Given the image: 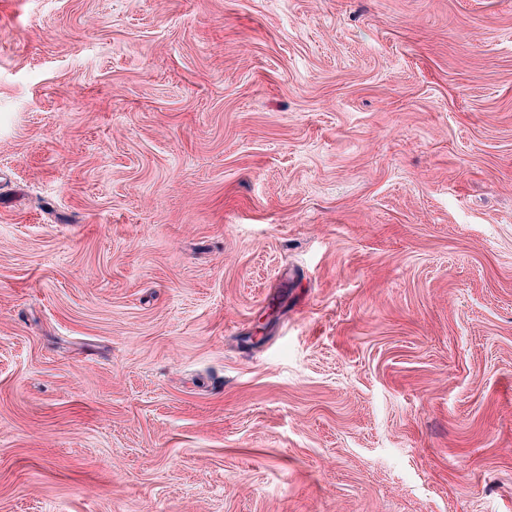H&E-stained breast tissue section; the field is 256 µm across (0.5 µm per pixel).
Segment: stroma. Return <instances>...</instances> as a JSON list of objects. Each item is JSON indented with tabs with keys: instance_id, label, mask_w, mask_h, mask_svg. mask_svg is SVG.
Instances as JSON below:
<instances>
[{
	"instance_id": "1",
	"label": "stroma",
	"mask_w": 512,
	"mask_h": 512,
	"mask_svg": "<svg viewBox=\"0 0 512 512\" xmlns=\"http://www.w3.org/2000/svg\"><path fill=\"white\" fill-rule=\"evenodd\" d=\"M0 512H512V0H0Z\"/></svg>"
}]
</instances>
